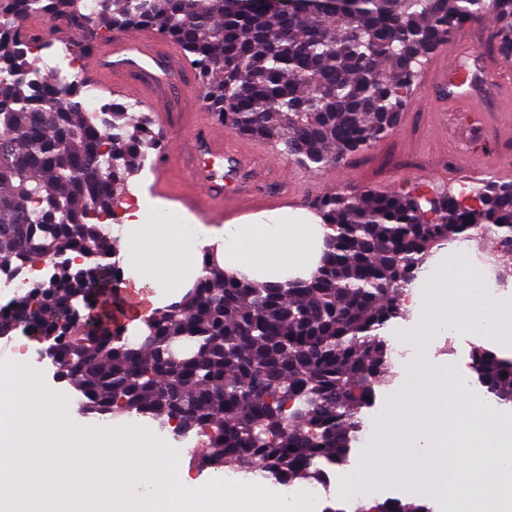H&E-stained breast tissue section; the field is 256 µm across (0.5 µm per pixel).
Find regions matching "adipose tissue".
Here are the masks:
<instances>
[{
	"instance_id": "obj_1",
	"label": "adipose tissue",
	"mask_w": 512,
	"mask_h": 512,
	"mask_svg": "<svg viewBox=\"0 0 512 512\" xmlns=\"http://www.w3.org/2000/svg\"><path fill=\"white\" fill-rule=\"evenodd\" d=\"M124 248L131 286L151 307L177 297L179 288L201 273L204 249H212L224 269L270 284H286L316 269L329 227L305 224L281 212L250 224L188 229L184 224H143L131 219L113 225Z\"/></svg>"
}]
</instances>
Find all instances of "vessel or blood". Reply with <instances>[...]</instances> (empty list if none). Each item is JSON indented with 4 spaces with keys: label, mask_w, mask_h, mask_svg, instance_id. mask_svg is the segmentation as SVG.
Masks as SVG:
<instances>
[{
    "label": "vessel or blood",
    "mask_w": 512,
    "mask_h": 512,
    "mask_svg": "<svg viewBox=\"0 0 512 512\" xmlns=\"http://www.w3.org/2000/svg\"><path fill=\"white\" fill-rule=\"evenodd\" d=\"M458 57L444 59L436 79L426 88L442 100L434 129L448 132L449 109L460 105L481 111L487 98L503 97V87L486 78L482 56L470 54L467 70H460ZM86 70L95 84L115 95H141L155 113L156 122L168 134V149L154 167L152 191L185 206H198L209 218H232L277 205L291 203L286 194L271 195L256 186L257 157L266 153L254 143H231L224 127L212 113L199 109L201 87L188 80L177 45H160L150 32L119 33L98 44L86 60ZM189 101L186 114L168 111L157 88Z\"/></svg>",
    "instance_id": "vessel-or-blood-1"
}]
</instances>
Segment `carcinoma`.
<instances>
[{"label": "carcinoma", "mask_w": 512, "mask_h": 512, "mask_svg": "<svg viewBox=\"0 0 512 512\" xmlns=\"http://www.w3.org/2000/svg\"><path fill=\"white\" fill-rule=\"evenodd\" d=\"M86 36L150 27L177 43L203 82L204 104L235 135L262 138L323 170L391 135L428 56L465 24L489 18L512 63V0H0V270L77 256L0 309V336L21 325L52 336L55 362L86 414L137 415L201 437L197 462L262 473L284 485L320 481L349 462L362 408L385 381L383 329L403 315L404 289L431 250L481 227L512 256V183L489 178L464 207L432 196L357 190L316 203L327 236L307 279L260 284L206 251L204 275L184 298L144 320L140 334H108L99 308L121 268L103 224L141 170L147 117L112 105L86 109L83 89L47 79L35 88L30 16ZM472 368L487 392L512 403V358L478 347ZM373 512H430L392 500Z\"/></svg>", "instance_id": "cac0c4a2"}]
</instances>
